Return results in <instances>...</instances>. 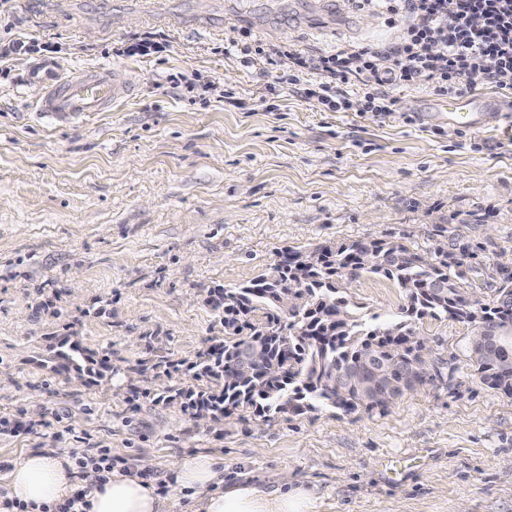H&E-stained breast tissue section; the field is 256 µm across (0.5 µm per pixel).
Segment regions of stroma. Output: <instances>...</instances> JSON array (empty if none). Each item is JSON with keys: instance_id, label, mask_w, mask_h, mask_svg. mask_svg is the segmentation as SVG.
Listing matches in <instances>:
<instances>
[{"instance_id": "1", "label": "stroma", "mask_w": 512, "mask_h": 512, "mask_svg": "<svg viewBox=\"0 0 512 512\" xmlns=\"http://www.w3.org/2000/svg\"><path fill=\"white\" fill-rule=\"evenodd\" d=\"M17 0L0 35L60 44L66 71L130 73L134 96L88 120L37 115L26 73L0 75V418L38 421L0 434V461L31 448H111L113 465L170 467L223 455L228 478L275 484L287 472L320 512H512V396L467 358V323L419 320L443 372L387 408L330 407L197 424L167 387L224 338L207 297L269 272L285 250L386 239L418 252L468 247L473 300L488 302L512 256V129L450 134L423 122L438 97L396 95L409 119L323 112L297 97L287 63L245 67L225 39L249 34L310 53L389 39L387 17L346 0ZM179 20L148 24L150 9ZM166 57H116L145 33ZM223 81L239 106L203 103L169 76ZM279 83V111L266 86ZM346 292L367 324L399 319L395 281L362 273Z\"/></svg>"}]
</instances>
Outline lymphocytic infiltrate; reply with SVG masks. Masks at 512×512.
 Here are the masks:
<instances>
[{"label":"lymphocytic infiltrate","mask_w":512,"mask_h":512,"mask_svg":"<svg viewBox=\"0 0 512 512\" xmlns=\"http://www.w3.org/2000/svg\"><path fill=\"white\" fill-rule=\"evenodd\" d=\"M398 24L397 39L351 51L306 54L281 45H239L224 53L241 64L287 58L297 96L323 112L403 115L396 87L424 85L462 97L475 82L512 94V0H351Z\"/></svg>","instance_id":"1"}]
</instances>
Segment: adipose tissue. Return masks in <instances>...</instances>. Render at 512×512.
<instances>
[{"label":"adipose tissue","instance_id":"ef3b65f1","mask_svg":"<svg viewBox=\"0 0 512 512\" xmlns=\"http://www.w3.org/2000/svg\"><path fill=\"white\" fill-rule=\"evenodd\" d=\"M142 470L140 463H130L102 482L93 472L77 473L63 449H31L0 479V512H43L79 492L88 503L86 512H172L177 501L185 502L186 512H319L315 491L289 474H281L273 487L225 480L224 458L218 454L199 452L179 460L163 493Z\"/></svg>","mask_w":512,"mask_h":512}]
</instances>
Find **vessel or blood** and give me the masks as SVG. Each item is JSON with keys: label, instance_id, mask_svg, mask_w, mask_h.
I'll list each match as a JSON object with an SVG mask.
<instances>
[{"label": "vessel or blood", "instance_id": "1", "mask_svg": "<svg viewBox=\"0 0 512 512\" xmlns=\"http://www.w3.org/2000/svg\"><path fill=\"white\" fill-rule=\"evenodd\" d=\"M29 84L38 92L40 112L67 124L92 112L108 111L112 104L129 97L135 89L132 78L114 68L95 67L67 75L49 63L32 65ZM437 120L449 128L480 130L512 124V111L487 96H468L440 104Z\"/></svg>", "mask_w": 512, "mask_h": 512}]
</instances>
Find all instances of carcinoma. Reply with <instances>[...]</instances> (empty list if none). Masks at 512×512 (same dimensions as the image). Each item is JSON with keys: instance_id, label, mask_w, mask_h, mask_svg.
I'll list each match as a JSON object with an SVG mask.
<instances>
[{"instance_id": "1", "label": "carcinoma", "mask_w": 512, "mask_h": 512, "mask_svg": "<svg viewBox=\"0 0 512 512\" xmlns=\"http://www.w3.org/2000/svg\"><path fill=\"white\" fill-rule=\"evenodd\" d=\"M374 252L376 261L362 272L397 283L410 301L402 317L373 326L357 317L343 295V282L358 277L357 255ZM269 274L248 284L225 288L224 343L218 354L196 362L197 376L210 379L224 369L219 397L224 416L250 410L267 421L276 414L301 415L320 406L354 411L386 408L405 393L434 379L432 364L413 341L416 321L451 315L473 326L470 358L480 379L512 396V330L499 335L478 330L497 324L512 304V267H499L495 300L468 305L469 253L448 251L441 242L428 256L385 239L358 240L336 248L294 252ZM295 284L282 302L278 286ZM250 330L247 336L243 329ZM263 354L267 366L231 374L246 349ZM344 372L341 391H329L336 371Z\"/></svg>"}]
</instances>
